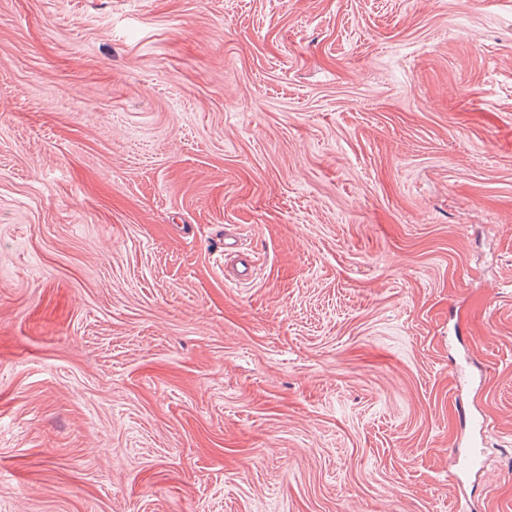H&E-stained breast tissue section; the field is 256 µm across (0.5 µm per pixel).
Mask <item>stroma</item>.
<instances>
[{
    "instance_id": "obj_1",
    "label": "stroma",
    "mask_w": 512,
    "mask_h": 512,
    "mask_svg": "<svg viewBox=\"0 0 512 512\" xmlns=\"http://www.w3.org/2000/svg\"><path fill=\"white\" fill-rule=\"evenodd\" d=\"M0 512H512V0H0Z\"/></svg>"
}]
</instances>
